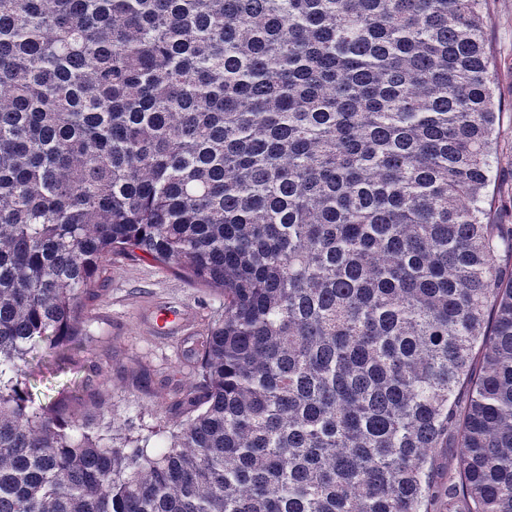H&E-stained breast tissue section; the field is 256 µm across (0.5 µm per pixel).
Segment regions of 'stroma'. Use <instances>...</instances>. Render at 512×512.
<instances>
[{"label":"stroma","mask_w":512,"mask_h":512,"mask_svg":"<svg viewBox=\"0 0 512 512\" xmlns=\"http://www.w3.org/2000/svg\"><path fill=\"white\" fill-rule=\"evenodd\" d=\"M486 47L493 63L495 99L500 105L499 160L501 170L495 190L512 191V0H487ZM177 318L164 322L163 316ZM224 311L219 291L195 287L169 267L151 258L116 256L98 298L88 302L83 328L92 338L82 358L97 364L101 374L82 400L70 402L72 410L105 399L117 422L134 426L155 423L154 410L167 395L164 378L176 374L188 379L183 352L213 318ZM29 381L36 402L60 398L69 381L82 372H56L44 345L30 353ZM153 378L151 386L139 383L140 373Z\"/></svg>","instance_id":"1"}]
</instances>
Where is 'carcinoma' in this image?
<instances>
[{
	"label": "carcinoma",
	"mask_w": 512,
	"mask_h": 512,
	"mask_svg": "<svg viewBox=\"0 0 512 512\" xmlns=\"http://www.w3.org/2000/svg\"><path fill=\"white\" fill-rule=\"evenodd\" d=\"M485 3L0 0V512H512ZM138 251L224 296L158 430L34 405ZM28 360L27 371L36 403H47L60 398L62 389L69 385V381L82 379L86 372L82 368L67 373H57L53 365V358L43 344L35 346Z\"/></svg>",
	"instance_id": "cac0c4a2"
}]
</instances>
